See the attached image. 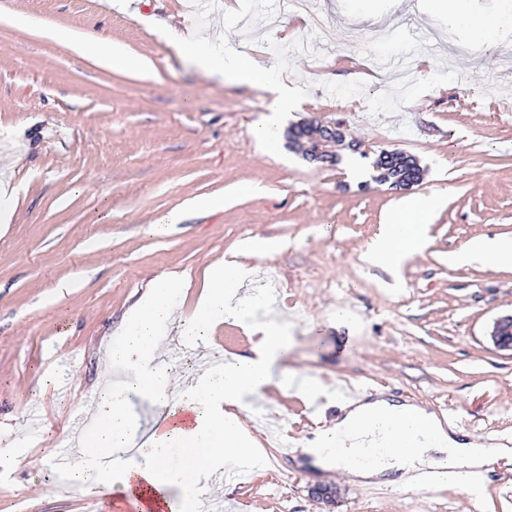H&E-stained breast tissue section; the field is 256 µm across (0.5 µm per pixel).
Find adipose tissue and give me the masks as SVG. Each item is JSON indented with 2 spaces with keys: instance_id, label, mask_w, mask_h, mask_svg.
<instances>
[{
  "instance_id": "1",
  "label": "adipose tissue",
  "mask_w": 512,
  "mask_h": 512,
  "mask_svg": "<svg viewBox=\"0 0 512 512\" xmlns=\"http://www.w3.org/2000/svg\"><path fill=\"white\" fill-rule=\"evenodd\" d=\"M430 2L434 11L453 17L484 48L498 47L512 36V6L488 17L473 14L470 0ZM198 62L207 72L274 94L276 111H289L299 102L287 79L272 78L267 69L229 48L224 41L212 44ZM439 204L435 195L403 199L393 222L385 225L364 251L365 261L395 268L421 253L429 217ZM474 260L511 269L512 238H483L449 258L453 264ZM250 273V268L235 256L218 263L209 275L196 314L185 325L188 334L206 335L219 319L245 322L249 308L237 301L236 292ZM183 286L180 277H159L132 308L123 338L112 346V362L119 367L135 366L136 375L125 387L101 392L98 427L85 440L72 474L75 482L107 483L109 472L99 466L98 460L109 450L127 447L133 440L137 425L129 413V397L143 393L157 407L174 406L189 412L194 425L188 430L173 427L154 435L141 451L142 463L136 474L122 475L121 482L127 489L137 478L162 492L180 488L185 507H192L193 489L208 478L210 471L251 459L257 452L256 442L238 414L243 400L261 393L275 380L288 389L299 387L305 393H316V378L301 379L288 371L275 376L276 366L288 356V336L273 320L253 323L261 340L251 356L225 360L195 383L169 392L163 373L154 367L156 337L159 326L174 317ZM178 444L204 449L202 468L194 470L183 458H170L172 447ZM302 451L313 457L315 466L341 472L350 483L383 479L404 487L411 484L415 474L443 466L463 474L501 460L512 461V448L508 445L497 444L495 453H488L485 443L461 436L427 408L385 399L345 406L335 422L319 427L314 439L304 441Z\"/></svg>"
}]
</instances>
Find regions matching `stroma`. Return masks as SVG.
Here are the masks:
<instances>
[{
  "instance_id": "1",
  "label": "stroma",
  "mask_w": 512,
  "mask_h": 512,
  "mask_svg": "<svg viewBox=\"0 0 512 512\" xmlns=\"http://www.w3.org/2000/svg\"><path fill=\"white\" fill-rule=\"evenodd\" d=\"M378 22L351 0H0V181L17 189L0 223V512H132L120 491L58 480L60 450L90 432L101 386H123L130 367L109 347L162 274L189 281L158 353L195 313L209 268L258 239L243 301L269 292L292 336L288 364L319 379L343 377L369 398L456 412L469 438L512 441V353L490 340L512 313V271L449 253L484 237H512V45L478 46L447 15L418 0H375ZM66 28L110 39L142 58L113 70L51 39ZM223 37L272 76L300 89V110L275 115L260 88L207 74L176 52V36ZM315 119L342 126L358 151L339 164L305 161L286 129ZM274 124L268 148L257 130ZM425 169L410 191L354 176L352 163L382 150ZM254 184L251 193L242 192ZM442 196L423 253L399 269L363 262L404 196ZM197 197L223 209L153 223ZM174 355L171 389L193 382L196 352L223 357L212 337ZM309 401L246 399L291 419L296 438L339 413L329 392ZM21 456H13V449ZM252 476L225 483L215 502L240 512H512V465H498L482 497L457 483L431 490L351 485L310 466L297 449L263 451ZM331 491L324 510L312 491Z\"/></svg>"
}]
</instances>
